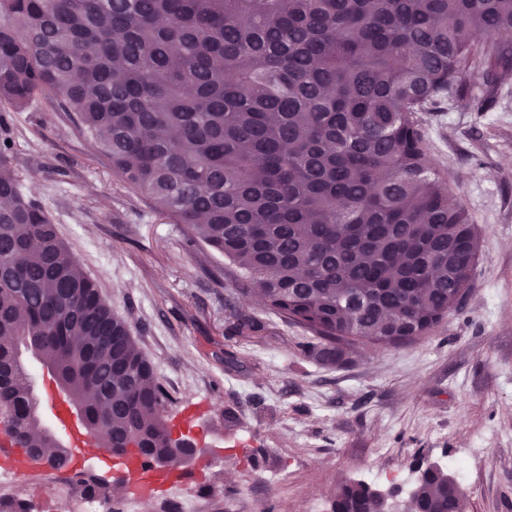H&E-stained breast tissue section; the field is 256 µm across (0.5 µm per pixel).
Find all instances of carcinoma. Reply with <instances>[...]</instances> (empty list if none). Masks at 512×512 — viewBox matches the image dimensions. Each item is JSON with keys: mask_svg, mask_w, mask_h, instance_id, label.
Here are the masks:
<instances>
[{"mask_svg": "<svg viewBox=\"0 0 512 512\" xmlns=\"http://www.w3.org/2000/svg\"><path fill=\"white\" fill-rule=\"evenodd\" d=\"M512 0H0V123L54 94L112 170L224 256L235 292L304 328L341 366L362 344L416 342L469 292L479 240L429 159L420 112L512 77ZM486 37L482 43L474 35ZM103 348L90 356L89 338ZM84 404L86 432L174 467L167 391L0 140V414L48 448L16 342ZM412 469L416 512H466L448 469ZM79 494L108 498L92 474ZM334 512H390L340 485Z\"/></svg>", "mask_w": 512, "mask_h": 512, "instance_id": "cac0c4a2", "label": "carcinoma"}]
</instances>
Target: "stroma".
Instances as JSON below:
<instances>
[{
    "mask_svg": "<svg viewBox=\"0 0 512 512\" xmlns=\"http://www.w3.org/2000/svg\"><path fill=\"white\" fill-rule=\"evenodd\" d=\"M432 163L480 235L459 311L399 348L360 349L328 369L301 327L233 295L223 256L132 193L92 137L38 97L0 125L22 190L41 204L82 270L123 317L170 395L172 438L197 459L138 498L107 450L83 466L105 512H331L344 481L408 499L416 457L458 464L466 512H512V80L424 114ZM259 328L250 329L248 320ZM73 470L27 464L0 494L31 512H77Z\"/></svg>",
    "mask_w": 512,
    "mask_h": 512,
    "instance_id": "obj_1",
    "label": "stroma"
}]
</instances>
